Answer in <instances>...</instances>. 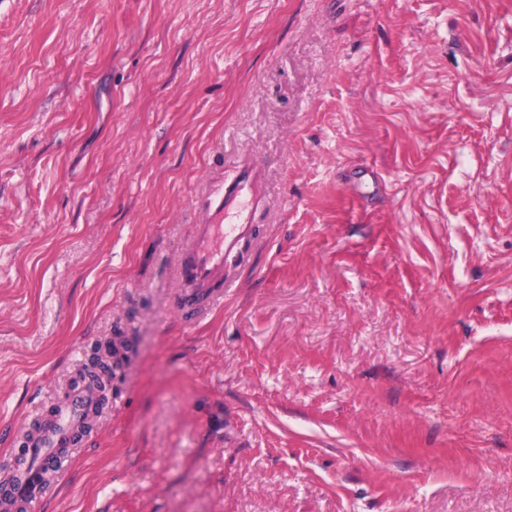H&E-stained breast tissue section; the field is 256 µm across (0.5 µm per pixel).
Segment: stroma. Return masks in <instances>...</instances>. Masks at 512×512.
Instances as JSON below:
<instances>
[{
	"instance_id": "obj_1",
	"label": "stroma",
	"mask_w": 512,
	"mask_h": 512,
	"mask_svg": "<svg viewBox=\"0 0 512 512\" xmlns=\"http://www.w3.org/2000/svg\"><path fill=\"white\" fill-rule=\"evenodd\" d=\"M98 345L31 512H512V0H0V481ZM262 173L258 166L245 167L231 185L224 182L196 201L202 213L180 260L177 277L183 288L177 307L190 319L209 310L224 297V268L239 256L250 238L253 224L250 211L263 205L258 192Z\"/></svg>"
}]
</instances>
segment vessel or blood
<instances>
[{"label":"vessel or blood","mask_w":512,"mask_h":512,"mask_svg":"<svg viewBox=\"0 0 512 512\" xmlns=\"http://www.w3.org/2000/svg\"><path fill=\"white\" fill-rule=\"evenodd\" d=\"M259 167H245L231 185H219L197 202L202 217L180 260L177 277L182 286L177 307L189 318H197L224 296L221 284L229 260L239 256L243 243L252 234L251 212L264 202L258 187ZM89 391H81L43 429L40 442L42 458H50L55 449L69 447L70 427L93 407ZM43 482L41 467L20 470L11 492L15 498L34 496Z\"/></svg>","instance_id":"vessel-or-blood-1"}]
</instances>
